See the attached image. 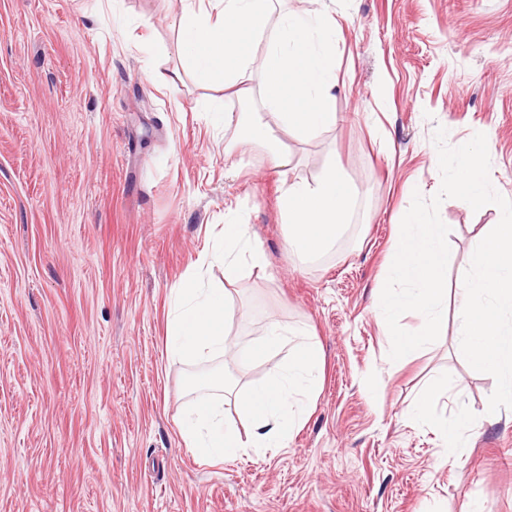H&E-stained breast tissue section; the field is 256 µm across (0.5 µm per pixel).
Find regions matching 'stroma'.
<instances>
[{"mask_svg":"<svg viewBox=\"0 0 512 512\" xmlns=\"http://www.w3.org/2000/svg\"><path fill=\"white\" fill-rule=\"evenodd\" d=\"M222 0H0V512H512V411L458 345L457 290L501 219L445 199L448 310L439 339L389 358L376 303L414 193L441 186L449 145L484 133L490 182L512 200V0H279L336 23L338 120L281 129L290 163L252 144L225 152L245 116L221 83L184 69L185 16ZM180 69L175 84L150 72ZM339 170L354 196L324 254L288 248L280 197ZM244 224L266 263L208 262ZM231 289L226 330L244 345L270 322L305 325L322 384L289 447L205 459L178 434L195 379L260 384L261 363L167 355L170 290L188 272ZM427 382L444 418L472 417L462 458L406 414Z\"/></svg>","mask_w":512,"mask_h":512,"instance_id":"35a3bbf8","label":"stroma"}]
</instances>
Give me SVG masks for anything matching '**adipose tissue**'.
<instances>
[{
  "mask_svg": "<svg viewBox=\"0 0 512 512\" xmlns=\"http://www.w3.org/2000/svg\"><path fill=\"white\" fill-rule=\"evenodd\" d=\"M351 208V201L335 170H328L313 183H292L281 196V209L288 226V247L303 256L323 253L335 241ZM226 270L260 267L264 253L251 241L243 224L225 225L213 253ZM175 310L167 322L168 355L182 361L226 357L244 365L268 364L264 384L237 389L226 377H206L197 385L199 395L185 410L180 434L200 457L223 459L252 450L265 455L272 448L288 447L305 421L319 387L322 347L306 329L284 328L271 323L264 340L248 346L233 342L224 326L233 315L226 288L205 283L201 274L184 277L171 290ZM285 350L276 359V350ZM439 389L426 386L417 393L410 413L427 425L438 426L450 456L461 457L467 446V416L453 424L437 423L432 408ZM232 401L249 421L247 432L224 421V403Z\"/></svg>",
  "mask_w": 512,
  "mask_h": 512,
  "instance_id": "adipose-tissue-1",
  "label": "adipose tissue"
}]
</instances>
